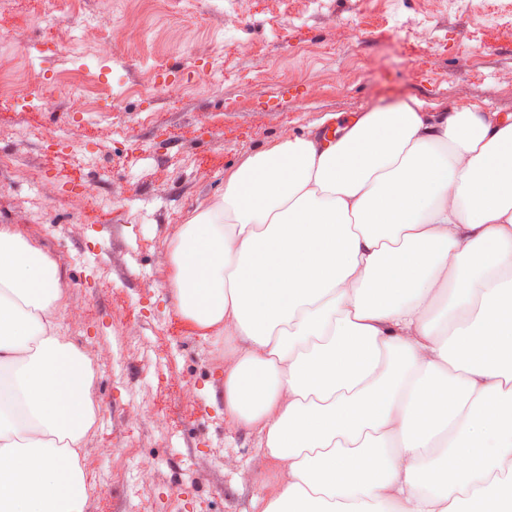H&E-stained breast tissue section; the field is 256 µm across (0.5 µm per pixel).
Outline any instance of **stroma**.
<instances>
[{"instance_id": "obj_1", "label": "stroma", "mask_w": 512, "mask_h": 512, "mask_svg": "<svg viewBox=\"0 0 512 512\" xmlns=\"http://www.w3.org/2000/svg\"><path fill=\"white\" fill-rule=\"evenodd\" d=\"M49 8L0 0V35L36 42ZM81 65L45 52L29 80L47 107L0 101V224L32 210L36 175L51 179L55 224L23 230L81 286L69 300L83 316L64 325L92 360L105 410L83 460L105 475L89 512H254L267 466L211 398L224 387V343L174 307L173 239L248 152L317 130L325 113L413 97L512 115V0H165L150 14L135 4L100 64L108 117L60 84ZM162 80L184 83L179 100ZM58 129L71 150L46 147ZM91 179L111 207L72 195Z\"/></svg>"}]
</instances>
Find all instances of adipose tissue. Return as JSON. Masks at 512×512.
<instances>
[{
  "mask_svg": "<svg viewBox=\"0 0 512 512\" xmlns=\"http://www.w3.org/2000/svg\"><path fill=\"white\" fill-rule=\"evenodd\" d=\"M247 154L179 228L178 313L223 333L260 512H460L512 481V115L419 101ZM44 246L0 226V512H87L88 356ZM494 428L481 459L471 448Z\"/></svg>",
  "mask_w": 512,
  "mask_h": 512,
  "instance_id": "obj_1",
  "label": "adipose tissue"
}]
</instances>
